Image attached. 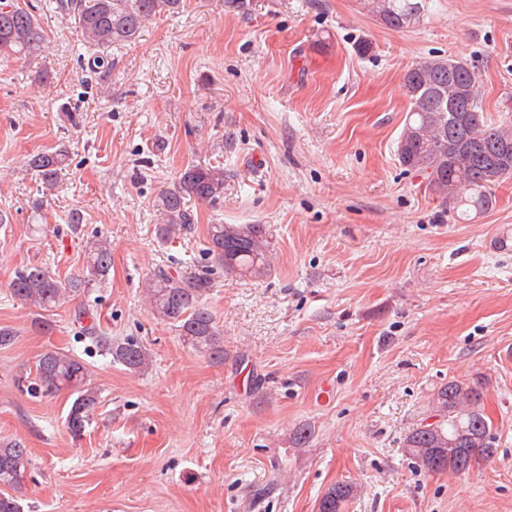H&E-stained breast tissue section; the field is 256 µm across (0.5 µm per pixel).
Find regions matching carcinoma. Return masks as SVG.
<instances>
[{"label": "carcinoma", "mask_w": 512, "mask_h": 512, "mask_svg": "<svg viewBox=\"0 0 512 512\" xmlns=\"http://www.w3.org/2000/svg\"><path fill=\"white\" fill-rule=\"evenodd\" d=\"M57 9L74 18L83 41L94 50L91 68L112 69L108 50L135 41L146 24L161 13L174 14L183 0H56ZM369 12L384 26L401 29L419 21L425 0H368ZM43 35L33 13L16 0H0V55L26 56L40 48ZM409 109L400 132L396 155L408 171L426 176L428 185L441 197L442 216L455 223L491 210L492 186L512 178V128L488 119L482 106L479 80L463 59L435 56L403 76ZM66 154L43 152L28 159V167L46 185L53 184ZM224 198V168L192 164L181 172L172 187L158 197L166 217L157 234L163 241L180 237L194 223L188 207L192 200L215 204ZM272 233L266 224H211L206 255L212 266L226 273L261 276L271 269ZM91 276L102 280L110 270L112 253L105 241L88 247ZM88 282H62L47 267L33 265L18 271L9 288L25 305L49 311L67 294L85 290ZM214 288L211 271L173 274L160 270L146 281L153 313L179 328L196 350L215 363L224 361V340L206 300ZM95 344L112 360L132 372L149 368L146 348L130 340L101 336L95 326L84 328ZM486 383L480 378L450 380L433 393L425 420L405 434L403 445L420 470L441 474L465 472L488 461L498 452L496 436L482 409ZM33 390L43 396L70 392L66 426L70 435H83L89 417L99 404L97 390L88 382V370L77 355L50 349L35 364ZM315 428L301 424L288 433L289 447L300 451L310 446ZM30 464L20 439L0 442V487H22ZM362 493L360 484L338 480L316 501V512H346Z\"/></svg>", "instance_id": "obj_1"}]
</instances>
